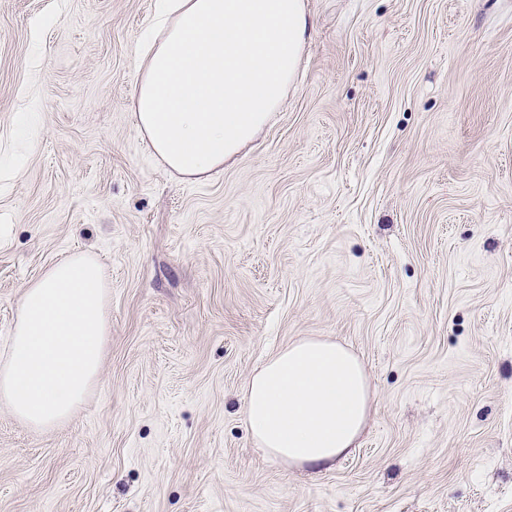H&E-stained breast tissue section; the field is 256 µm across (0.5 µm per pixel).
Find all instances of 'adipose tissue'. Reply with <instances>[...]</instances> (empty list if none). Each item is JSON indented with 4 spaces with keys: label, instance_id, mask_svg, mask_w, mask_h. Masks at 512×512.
<instances>
[{
    "label": "adipose tissue",
    "instance_id": "1",
    "mask_svg": "<svg viewBox=\"0 0 512 512\" xmlns=\"http://www.w3.org/2000/svg\"><path fill=\"white\" fill-rule=\"evenodd\" d=\"M307 32L303 0H163L131 104L155 157L186 180L222 169L284 100ZM369 405L360 361L331 340L288 345L245 392L259 447L324 468L355 447Z\"/></svg>",
    "mask_w": 512,
    "mask_h": 512
}]
</instances>
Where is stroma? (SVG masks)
<instances>
[{
    "label": "stroma",
    "mask_w": 512,
    "mask_h": 512,
    "mask_svg": "<svg viewBox=\"0 0 512 512\" xmlns=\"http://www.w3.org/2000/svg\"><path fill=\"white\" fill-rule=\"evenodd\" d=\"M304 2L273 119L188 182L128 106L156 0H0V352L74 253L112 325L66 424L0 404V512H512V0ZM304 338L370 387L328 470L245 421Z\"/></svg>",
    "instance_id": "35a3bbf8"
}]
</instances>
